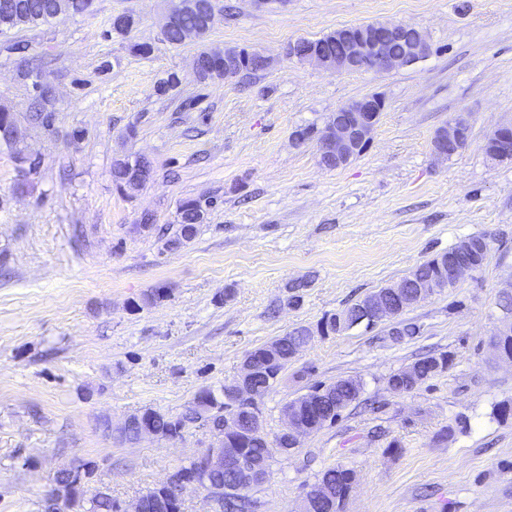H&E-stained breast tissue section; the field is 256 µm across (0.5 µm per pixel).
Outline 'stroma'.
Returning <instances> with one entry per match:
<instances>
[{"instance_id": "stroma-1", "label": "stroma", "mask_w": 512, "mask_h": 512, "mask_svg": "<svg viewBox=\"0 0 512 512\" xmlns=\"http://www.w3.org/2000/svg\"><path fill=\"white\" fill-rule=\"evenodd\" d=\"M203 39L162 40L166 0H94V8L0 34V107L27 126L0 146V512H41L58 469L92 462L86 486L125 507L208 444L116 439L128 415L176 414L203 389L231 383L246 354L346 303L399 282L459 240L486 236L483 266L404 311L418 336L390 323L315 337L261 402L269 436L285 405L313 386L355 376L369 408H349L289 454L274 453L251 490L256 512H294L321 472L356 482L342 512H512V364L492 340L512 295V158L486 143L512 124V0H217ZM139 24L107 37L112 15ZM369 22L425 31L430 51L384 73L336 72L288 59L298 39ZM154 53L133 55L129 41ZM247 46L267 68L249 79L200 81L205 47ZM177 73L180 85L158 94ZM49 123L28 115L42 87ZM367 95L385 109L365 151L344 168L319 163L293 130L323 124ZM465 146L440 158L455 117ZM135 136H127L128 128ZM36 156L20 172L17 151ZM145 156L138 191L112 181L120 157ZM208 206L190 242L168 247L185 199ZM151 213L153 230L140 229ZM165 298L139 307L141 295ZM448 353L442 372L397 394L390 375L422 353ZM468 125L462 118L454 119L444 126L433 141L434 152L443 157L455 154L467 142Z\"/></svg>"}]
</instances>
